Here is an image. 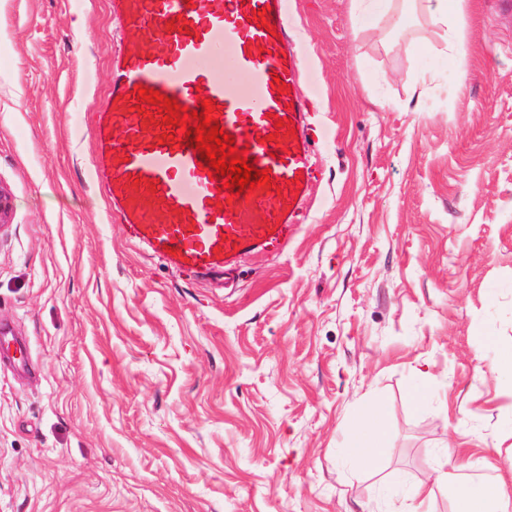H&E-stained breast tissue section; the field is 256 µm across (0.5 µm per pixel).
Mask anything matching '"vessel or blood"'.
<instances>
[{
    "instance_id": "obj_1",
    "label": "vessel or blood",
    "mask_w": 512,
    "mask_h": 512,
    "mask_svg": "<svg viewBox=\"0 0 512 512\" xmlns=\"http://www.w3.org/2000/svg\"><path fill=\"white\" fill-rule=\"evenodd\" d=\"M111 7L128 36L155 43L113 60L108 103L96 114L93 173L111 200V223L191 273H221L279 245L302 222L317 179L287 0H112ZM268 21L275 32L265 30ZM224 46L227 74L205 69ZM139 86L191 111L201 98L213 100L217 126L248 147L277 190L240 197L223 190L195 141L182 140L157 110L138 107ZM278 118L290 129L276 130Z\"/></svg>"
}]
</instances>
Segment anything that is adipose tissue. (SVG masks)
<instances>
[{"label":"adipose tissue","instance_id":"1","mask_svg":"<svg viewBox=\"0 0 512 512\" xmlns=\"http://www.w3.org/2000/svg\"><path fill=\"white\" fill-rule=\"evenodd\" d=\"M414 3L429 18L448 24L451 48L463 54L466 0H349L350 19L355 27H370L391 14L404 16ZM380 413L377 407L361 411L344 445L347 455L365 466L376 464L385 445L377 426ZM453 512H512V504L503 498L497 482L460 481Z\"/></svg>","mask_w":512,"mask_h":512}]
</instances>
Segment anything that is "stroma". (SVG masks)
Masks as SVG:
<instances>
[{
    "label": "stroma",
    "mask_w": 512,
    "mask_h": 512,
    "mask_svg": "<svg viewBox=\"0 0 512 512\" xmlns=\"http://www.w3.org/2000/svg\"><path fill=\"white\" fill-rule=\"evenodd\" d=\"M465 20L451 58L425 15L358 31L348 0H289L320 175L284 246L223 277L107 219L109 0H0V323L26 340L25 371L0 359V512H391L460 438L461 479L512 499L486 372L512 350V13ZM376 404L367 467L342 445Z\"/></svg>",
    "instance_id": "stroma-1"
}]
</instances>
